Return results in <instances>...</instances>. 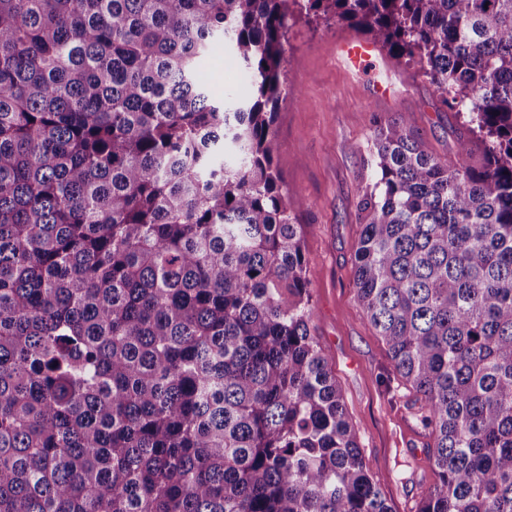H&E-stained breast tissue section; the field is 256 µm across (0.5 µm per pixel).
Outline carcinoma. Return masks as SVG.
I'll return each instance as SVG.
<instances>
[{"label": "carcinoma", "mask_w": 512, "mask_h": 512, "mask_svg": "<svg viewBox=\"0 0 512 512\" xmlns=\"http://www.w3.org/2000/svg\"><path fill=\"white\" fill-rule=\"evenodd\" d=\"M297 15L482 138L374 118L355 287L433 441L418 512H512V0H0V512H392L274 163ZM224 45L244 98L198 76Z\"/></svg>", "instance_id": "cac0c4a2"}]
</instances>
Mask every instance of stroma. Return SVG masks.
I'll list each match as a JSON object with an SVG mask.
<instances>
[{
	"label": "stroma",
	"mask_w": 512,
	"mask_h": 512,
	"mask_svg": "<svg viewBox=\"0 0 512 512\" xmlns=\"http://www.w3.org/2000/svg\"><path fill=\"white\" fill-rule=\"evenodd\" d=\"M363 36L335 21H291L288 94L276 115L275 164L289 196L303 201L296 218L313 280L312 333L332 360L366 467L393 512H417L435 480L431 440L415 417L417 396L399 383L353 281L361 232L357 200L373 181L372 121L397 113L410 117L433 153L451 164L463 140L471 144L470 165L481 166L484 154L467 115L444 106L416 66L381 48L371 72L353 73L338 46ZM200 74L219 98L240 94L249 83L243 66L224 49L202 60Z\"/></svg>",
	"instance_id": "stroma-1"
}]
</instances>
